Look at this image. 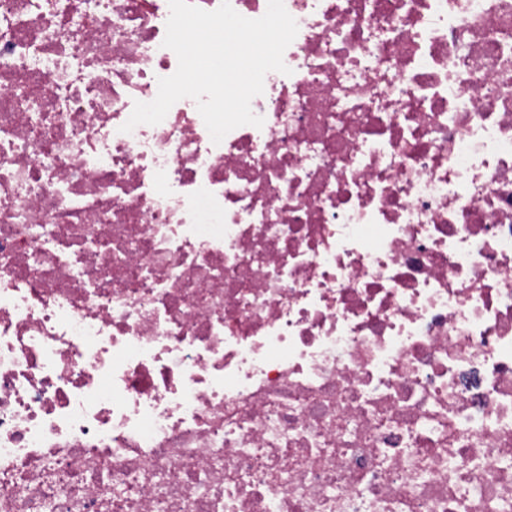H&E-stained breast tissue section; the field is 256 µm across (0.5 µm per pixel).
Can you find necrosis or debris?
Instances as JSON below:
<instances>
[{
	"mask_svg": "<svg viewBox=\"0 0 512 512\" xmlns=\"http://www.w3.org/2000/svg\"><path fill=\"white\" fill-rule=\"evenodd\" d=\"M284 6L216 144L168 0H0V512H512V0Z\"/></svg>",
	"mask_w": 512,
	"mask_h": 512,
	"instance_id": "4bbe7bcc",
	"label": "necrosis or debris"
}]
</instances>
